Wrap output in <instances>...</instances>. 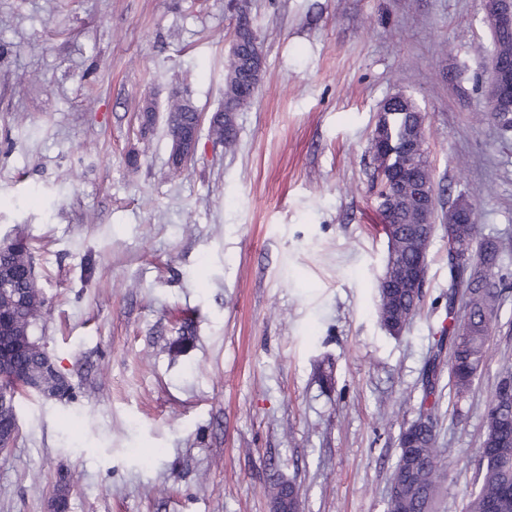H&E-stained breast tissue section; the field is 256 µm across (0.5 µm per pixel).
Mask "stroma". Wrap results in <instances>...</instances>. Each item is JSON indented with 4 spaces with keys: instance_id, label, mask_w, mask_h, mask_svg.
I'll list each match as a JSON object with an SVG mask.
<instances>
[{
    "instance_id": "obj_1",
    "label": "stroma",
    "mask_w": 512,
    "mask_h": 512,
    "mask_svg": "<svg viewBox=\"0 0 512 512\" xmlns=\"http://www.w3.org/2000/svg\"><path fill=\"white\" fill-rule=\"evenodd\" d=\"M242 2L265 68L237 148L201 136L177 174L166 106L221 107L227 0H0V242L31 247L32 335L71 386L21 397L0 512H45L62 480L68 512H273L282 479L299 512H387L448 297L441 226L419 313L398 336L377 317L369 148L396 94L441 198L499 246L498 327L438 416L435 512H465L512 371V134L482 108V0Z\"/></svg>"
}]
</instances>
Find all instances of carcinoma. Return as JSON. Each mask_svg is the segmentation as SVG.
<instances>
[{
  "label": "carcinoma",
  "instance_id": "cac0c4a2",
  "mask_svg": "<svg viewBox=\"0 0 512 512\" xmlns=\"http://www.w3.org/2000/svg\"><path fill=\"white\" fill-rule=\"evenodd\" d=\"M238 48L224 67V108L226 119L208 128L209 135L231 151L237 141L236 112L244 105V93L259 84L260 63L255 59L254 46L259 41L256 31L248 25L237 26ZM492 61L512 64V31L492 33V42L484 48ZM170 129L187 128L193 124V112L175 102L168 108ZM426 116L414 100L403 94L386 99L378 122L386 148L372 154L375 168L394 169L402 157L403 141L418 134ZM398 195L394 223L383 226L386 236L398 237V261L410 264L419 258L420 241L413 237L411 224L415 217L414 185L396 189ZM499 249L493 240H477V225L459 224L450 230L448 240V326L430 353L421 379V399L417 418L399 436V455L393 474L388 512H432L439 487V449L436 448L437 415L441 405L439 378L443 365H448V386L461 396L472 386L483 366L486 345L498 324L501 292L491 287L490 276ZM0 265L14 269L10 296L0 316L22 328L31 336L36 319V303L26 286V271L8 253H0ZM378 313L381 325L391 334L407 328L419 312L423 294L419 290L399 288L378 289ZM464 318H459V312ZM42 360L34 347L20 346L14 350L13 370L16 373L40 372ZM512 378L498 383L486 412V428L475 489L467 502V512H512V396L506 388ZM297 488L290 480L274 484L273 499L293 507Z\"/></svg>",
  "mask_w": 512,
  "mask_h": 512
}]
</instances>
